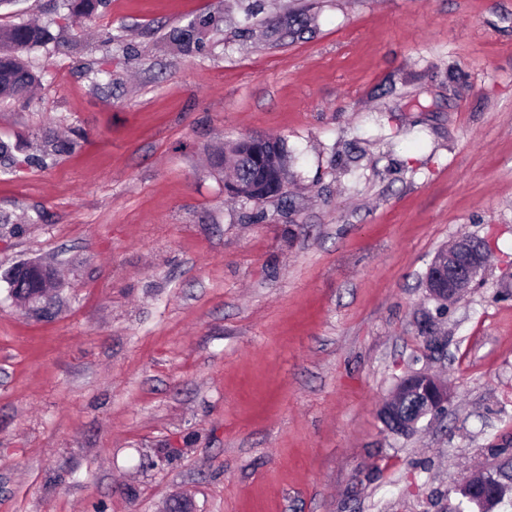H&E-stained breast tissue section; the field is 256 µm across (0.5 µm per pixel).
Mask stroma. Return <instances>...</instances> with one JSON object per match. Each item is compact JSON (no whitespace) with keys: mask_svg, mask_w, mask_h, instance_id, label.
Listing matches in <instances>:
<instances>
[{"mask_svg":"<svg viewBox=\"0 0 512 512\" xmlns=\"http://www.w3.org/2000/svg\"><path fill=\"white\" fill-rule=\"evenodd\" d=\"M263 2L310 33L241 35L238 0L0 17L59 42L0 103V512H448L512 442V0ZM201 13L203 53L164 44ZM256 135L297 157L259 211L207 161ZM462 234L488 262L440 315L424 275ZM27 261L57 271L38 305ZM412 371L450 397L396 436Z\"/></svg>","mask_w":512,"mask_h":512,"instance_id":"obj_1","label":"stroma"}]
</instances>
